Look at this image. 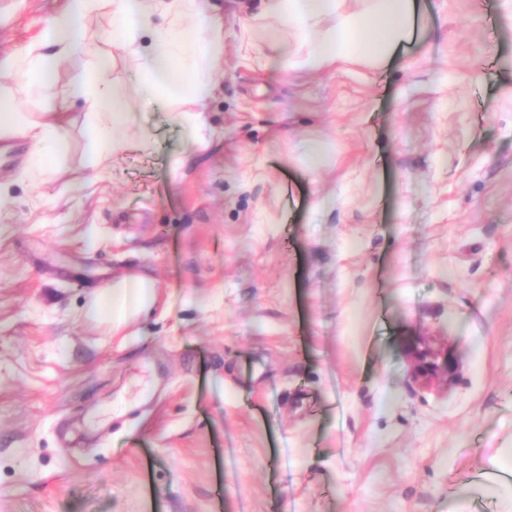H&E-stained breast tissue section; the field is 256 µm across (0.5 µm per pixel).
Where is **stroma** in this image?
<instances>
[{
    "instance_id": "stroma-1",
    "label": "stroma",
    "mask_w": 512,
    "mask_h": 512,
    "mask_svg": "<svg viewBox=\"0 0 512 512\" xmlns=\"http://www.w3.org/2000/svg\"><path fill=\"white\" fill-rule=\"evenodd\" d=\"M421 2L386 62L309 72L260 0H210L199 103L139 94L92 18L132 104L100 175L62 98L76 61L14 87L71 125L35 181L30 142L0 138V512H512V480L481 479L512 448V0ZM63 3L0 0V56ZM126 276L156 301L113 333L87 305ZM418 336L449 385L411 380Z\"/></svg>"
}]
</instances>
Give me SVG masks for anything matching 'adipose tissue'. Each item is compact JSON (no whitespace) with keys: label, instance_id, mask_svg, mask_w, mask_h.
Here are the masks:
<instances>
[{"label":"adipose tissue","instance_id":"1","mask_svg":"<svg viewBox=\"0 0 512 512\" xmlns=\"http://www.w3.org/2000/svg\"><path fill=\"white\" fill-rule=\"evenodd\" d=\"M345 0H261L260 17L279 26L273 45L298 69L320 70L338 62L383 61L409 36L414 0H364L350 11ZM112 19V43L127 52L141 88L169 98L192 93L208 97L224 50L221 23L206 0H65L63 7L24 51L0 59V83L23 79L40 88L51 84L60 65L80 60L69 81V98L87 108V168L107 171L123 149L117 133L131 120L127 102L99 78L103 56L88 35L91 16ZM22 134L36 144L26 167L31 178L51 172L68 148L64 113L48 108L39 119L20 112L0 93V136ZM152 281L122 278L102 286L88 307L89 316L121 322L151 307Z\"/></svg>","mask_w":512,"mask_h":512}]
</instances>
